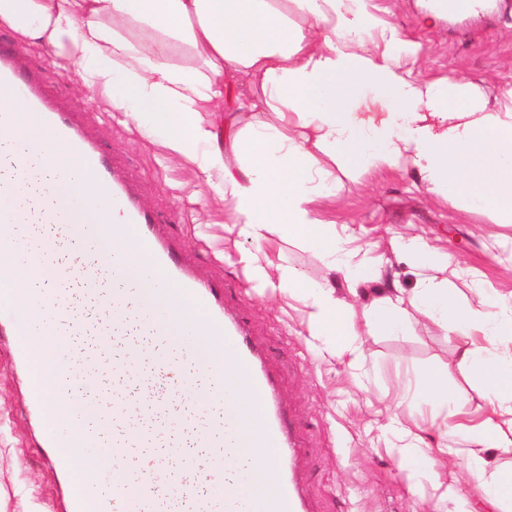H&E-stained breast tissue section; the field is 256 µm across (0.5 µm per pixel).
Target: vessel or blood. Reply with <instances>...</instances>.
I'll return each instance as SVG.
<instances>
[{"mask_svg": "<svg viewBox=\"0 0 512 512\" xmlns=\"http://www.w3.org/2000/svg\"><path fill=\"white\" fill-rule=\"evenodd\" d=\"M18 60V48L0 41V98L15 99L26 106L29 120L45 128L77 159L76 177L111 195L112 208L122 221L107 226L77 224L70 211L58 203L42 209L39 222L62 225L67 237L84 251L85 259L79 266L62 269L54 262V241L13 226L14 194L5 189L0 191V252L21 255L26 267L38 270L46 278L83 280L81 294L88 297L97 295L101 276L111 262L122 256L121 251H109L110 240L134 235L144 249L143 277L159 284L155 296L172 305L177 297L189 295L206 307L207 323L224 347L225 376L245 379L250 390L242 402L248 413L238 418L237 426L249 431L253 447L259 448L269 461L271 490L261 500L224 493V458L236 445L234 434L217 425L213 409H206L199 417L179 412L172 401L155 394L151 379L143 377L131 361L113 356L116 338L127 321L125 309L136 303L140 306L142 330L158 348L153 359L158 374L178 384L190 371L181 342L173 339L163 315L142 305L136 284L124 282L116 288L112 318L97 326L94 347L81 358L76 357L67 330L44 329L31 316L29 295L20 290L15 302L0 312V323L11 328V349L22 363L27 360V347L37 344L41 336H51L49 370L58 395L54 401L30 400L29 410L43 424L51 419L56 401L71 405L65 427L50 432L46 438L48 459L54 468H70L93 455L118 459L155 447L159 434L151 423L157 419L164 420L172 432L185 427L196 431L199 444L206 450L205 463L193 459L186 463V469L193 471L203 484V491L185 487L181 472L171 468L166 459L158 458L149 481L131 469L118 480L108 470L86 479L77 492L67 493L66 512H72L79 503L90 507L91 512H169L173 507L178 512H311L299 474L303 449L295 422L287 414L249 327L227 310L221 284L200 279L180 261L177 246L159 233L157 219L140 202L122 169L103 157L73 113L56 102L38 75L22 71ZM78 376L85 379L86 389L76 397L72 386ZM133 378L141 383L139 392L121 389L114 396L105 395V382ZM111 427L116 433L111 442H104L102 432Z\"/></svg>", "mask_w": 512, "mask_h": 512, "instance_id": "obj_1", "label": "vessel or blood"}]
</instances>
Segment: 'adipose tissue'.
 <instances>
[{"label": "adipose tissue", "instance_id": "ef3b65f1", "mask_svg": "<svg viewBox=\"0 0 512 512\" xmlns=\"http://www.w3.org/2000/svg\"><path fill=\"white\" fill-rule=\"evenodd\" d=\"M134 27L153 30L149 51L125 36ZM0 28L21 45L56 52L61 68L77 69L108 111L122 115L169 158L193 164L229 207L238 236L258 244L274 233L302 240L352 285L380 281V265L317 216L313 203L328 191V165L350 171L411 168L428 192L488 210L494 223L512 224V84L502 86L491 103L479 85L414 77L397 60L418 61L422 44L402 38L371 0H0ZM173 40L193 48L204 71L167 63ZM239 76L254 88L250 104L233 93ZM367 89L383 111H361ZM243 110L274 113L277 124L237 127L235 115ZM13 132L12 139H0V188L13 183V155L34 153L43 163L18 190L28 206H39L50 191L78 221L93 224L104 214L119 223L111 196L73 179L76 160L50 134L21 121ZM397 248L412 261L415 288L379 289L361 310L331 285H312L264 252L254 254L251 273L260 287L302 296L311 308V336L331 342L353 364L362 355L355 327L360 315L366 323L400 331L412 307L447 333L469 337L460 359L485 390L483 419L444 423L432 455L400 415L390 417L389 427L411 477H421L433 456L465 457L482 470L484 492L512 512V466L484 469L490 450L512 448V349L498 345L500 338H512V295L487 294L476 271L452 264L448 253L421 238L400 240ZM439 264L471 283L472 299H461L431 276ZM5 282L0 304H11L13 286L31 289L42 299L33 314L43 325L78 315L92 324L101 315L93 306L52 304L55 282L25 268H12ZM188 381L197 402L215 403L223 415L235 411L236 380L192 373ZM459 436L468 447L451 446ZM238 453L248 478L225 472V490L263 495L265 463L247 445Z\"/></svg>", "mask_w": 512, "mask_h": 512}]
</instances>
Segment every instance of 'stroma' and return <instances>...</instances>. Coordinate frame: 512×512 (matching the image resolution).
<instances>
[{
	"label": "stroma",
	"instance_id": "stroma-1",
	"mask_svg": "<svg viewBox=\"0 0 512 512\" xmlns=\"http://www.w3.org/2000/svg\"><path fill=\"white\" fill-rule=\"evenodd\" d=\"M376 12L410 40L422 43L416 67L427 80L453 77L479 84L487 97L512 82V0L493 9L467 12L428 25L426 0H372ZM22 68L38 72L61 104L95 139L106 157L118 160L143 205L163 216L162 232L197 274L230 285L228 307L240 313L266 353L283 401L300 424L306 452L301 476L315 512H499L479 488L480 477L465 458L438 465V477L410 478L392 448L387 414L403 400L408 384L428 365L448 367L456 391L448 402L414 400L427 441L438 438L443 421L480 420L486 399L472 370L459 360L466 339L446 335L430 320L410 313L402 332L372 329L364 334L362 382H355L346 358L308 334L304 301L259 288L250 272L253 242L237 236L229 211L217 203L195 166L167 159L163 148L132 126L104 112L90 99L78 75L64 71L49 50L29 48ZM333 199H317L320 218L348 226L370 255L387 259L386 279L412 290L416 277L399 253L397 234H418L453 260L475 269L489 292H512V224L494 223L477 208L463 209L428 193L414 170L369 169L347 173L332 167ZM265 251L277 263L303 272L312 284L331 282L338 294L348 284L328 273L303 244L272 238ZM0 333V487L9 492L7 512H23L24 501L58 512L64 486L38 443L27 412L30 394ZM455 477L464 501L440 499L437 479Z\"/></svg>",
	"mask_w": 512,
	"mask_h": 512
}]
</instances>
